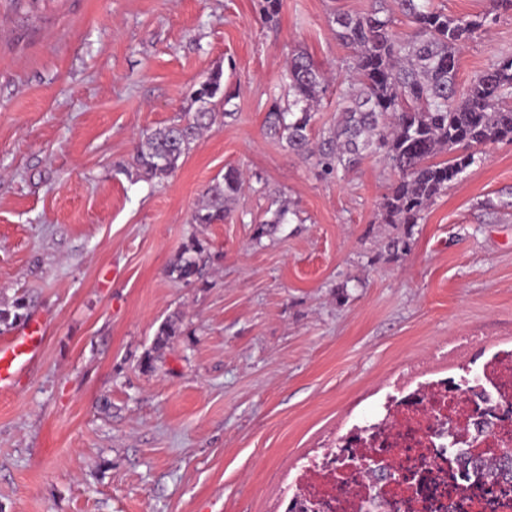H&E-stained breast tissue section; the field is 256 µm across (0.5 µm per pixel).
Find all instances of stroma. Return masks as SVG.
<instances>
[{"mask_svg":"<svg viewBox=\"0 0 512 512\" xmlns=\"http://www.w3.org/2000/svg\"><path fill=\"white\" fill-rule=\"evenodd\" d=\"M0 0V308L25 297L45 343L0 391V512H285L295 475L385 398L472 377L512 349V142L475 162L384 248L396 179L380 154L338 178L267 137L303 50L336 77V11L369 0ZM512 53V10L460 54L466 89ZM235 115L172 174L130 166L215 69ZM221 224L191 215L227 168ZM291 223L254 242L272 198ZM202 281L166 269L190 236ZM181 336L152 369L159 324ZM177 321V319L168 317L159 325L152 349L145 352L142 357L141 365L143 368L151 369L155 359L153 353L164 349L176 338V336H180L181 332Z\"/></svg>","mask_w":512,"mask_h":512,"instance_id":"obj_1","label":"stroma"}]
</instances>
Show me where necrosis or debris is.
Returning <instances> with one entry per match:
<instances>
[{"label": "necrosis or debris", "mask_w": 512, "mask_h": 512, "mask_svg": "<svg viewBox=\"0 0 512 512\" xmlns=\"http://www.w3.org/2000/svg\"><path fill=\"white\" fill-rule=\"evenodd\" d=\"M356 456L384 455L398 479L363 499L368 471L336 472L335 457L315 460L295 484L322 512H512V482L450 476L448 449L512 451V350L492 357L472 381H432L389 398L383 413L340 442Z\"/></svg>", "instance_id": "4bbe7bcc"}]
</instances>
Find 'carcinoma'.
<instances>
[{"label": "carcinoma", "instance_id": "obj_1", "mask_svg": "<svg viewBox=\"0 0 512 512\" xmlns=\"http://www.w3.org/2000/svg\"><path fill=\"white\" fill-rule=\"evenodd\" d=\"M371 0L363 13L334 15L336 36L350 49L348 76L336 100V124L313 144V114L327 92L320 70L304 51L292 54L281 81L287 100L275 102L266 115L269 135L286 143L302 157L316 158L323 178H333L359 162L366 152H378L398 178L382 197L380 222L403 227L390 239L395 254L410 246V226L420 223L429 205L474 161L468 149L503 140L512 141V55L493 61L464 92H459V55L467 41L488 18H451L433 0ZM413 26L401 37L394 30L395 14ZM232 96L224 93L223 72L215 70L193 93L196 108L187 119L143 135L133 156L137 175L163 179L174 172L192 145L209 129L216 108L224 116ZM442 153L450 158L438 161ZM242 172L224 171L204 192V201L193 211V224H222L243 189ZM290 209L280 204L271 217L255 225L253 240L272 235L290 223ZM208 243L196 236L183 246L167 269L178 282L202 279ZM27 317L23 297L13 302V312L0 309V323ZM180 335L177 320L167 318L156 332L151 350L141 365L153 367L154 353ZM486 475L512 481V454H505Z\"/></svg>", "mask_w": 512, "mask_h": 512}]
</instances>
